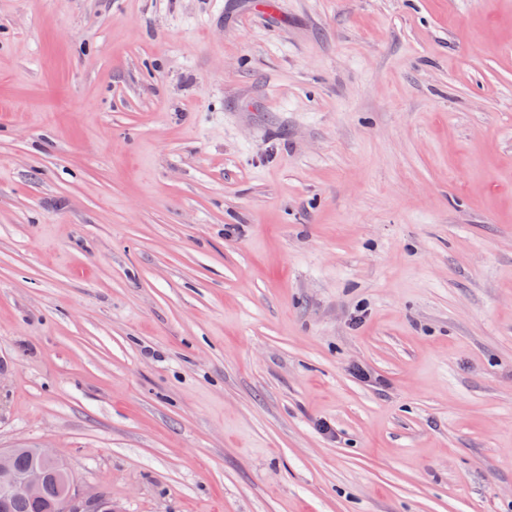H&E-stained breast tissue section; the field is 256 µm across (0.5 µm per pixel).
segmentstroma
Segmentation results:
<instances>
[{"label": "stroma", "instance_id": "obj_1", "mask_svg": "<svg viewBox=\"0 0 512 512\" xmlns=\"http://www.w3.org/2000/svg\"><path fill=\"white\" fill-rule=\"evenodd\" d=\"M255 3L0 0V448L512 512V0Z\"/></svg>", "mask_w": 512, "mask_h": 512}]
</instances>
